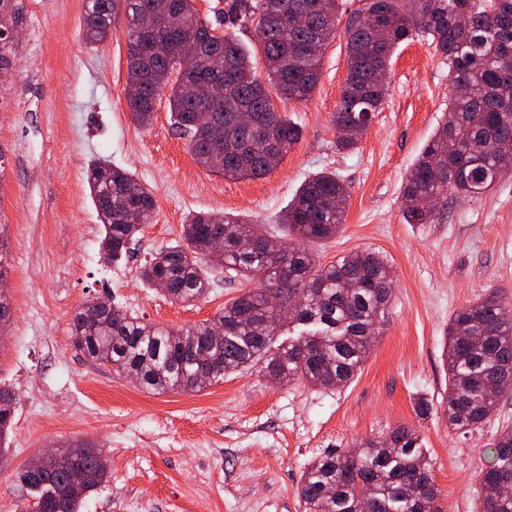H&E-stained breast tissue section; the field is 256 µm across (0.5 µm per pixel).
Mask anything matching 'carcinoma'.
I'll return each instance as SVG.
<instances>
[{"instance_id": "1", "label": "carcinoma", "mask_w": 512, "mask_h": 512, "mask_svg": "<svg viewBox=\"0 0 512 512\" xmlns=\"http://www.w3.org/2000/svg\"><path fill=\"white\" fill-rule=\"evenodd\" d=\"M376 23L362 28L350 16L344 28L348 71L331 122L336 147H355L368 126L365 110L377 112L389 89L377 73L388 68L399 43L420 37L448 62L451 84L465 89L448 104L439 124L401 187L409 224H428L434 211L421 201L437 196L478 199L512 170V0H365ZM24 0H0V93L12 89V60L19 42L9 38L21 22ZM338 0H224L216 22L200 17L194 0H86L84 36L99 44L112 36L122 13L128 52V84L140 92L128 99L132 120L147 126L159 95L169 91L174 124L202 167L226 177L261 178L301 137L300 127L281 112L282 102L308 100L320 79L322 52L336 37ZM158 29L180 42L183 55L157 56L139 42L136 27ZM254 27L267 73L255 72L251 51L235 31ZM199 86L194 96L184 86ZM240 110L256 122L238 124ZM202 112L212 120L197 122ZM90 195L103 224L101 250L118 262L151 223L150 191L106 158L90 162ZM348 194L334 172L321 171L302 183L276 225L195 213L180 241L144 263L141 279L172 302L190 305L209 293L222 275L229 286L254 283L224 305L213 319L181 329L148 323L119 308L79 309L72 320L73 344L91 362L111 366L143 389L200 392L224 376L261 367L281 381H303L329 389L351 382L365 363L374 336L386 323L393 277L388 262L370 250L349 252L321 265L309 245L335 237L344 210L336 199ZM215 237L224 251L210 252ZM249 239L253 248L239 249ZM306 293L291 322L307 327L296 340L270 352L283 321L269 305ZM223 337L213 338L216 328ZM448 390L439 407L420 399L424 418L441 412L448 428L472 431L494 415L502 394L512 390V317L494 293L454 311L442 352ZM15 393L0 387V467L14 417ZM71 468L47 462L24 468L15 483L41 512H79L82 500L107 478L100 452L85 444L63 447ZM481 512H512V429L501 430L493 462L481 478ZM432 463L415 429L398 426L382 440L354 449L328 448L302 473L299 497L305 512H441Z\"/></svg>"}]
</instances>
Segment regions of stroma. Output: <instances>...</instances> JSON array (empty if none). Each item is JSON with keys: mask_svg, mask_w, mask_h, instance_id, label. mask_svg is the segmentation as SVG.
<instances>
[{"mask_svg": "<svg viewBox=\"0 0 512 512\" xmlns=\"http://www.w3.org/2000/svg\"><path fill=\"white\" fill-rule=\"evenodd\" d=\"M83 16L84 0H25L14 85L0 95V239L12 301L0 387L17 395L0 512L24 510L14 490L19 470L47 445L75 442L108 459L109 478L82 512H303L302 472L325 448L401 425L420 435L442 512H478L481 475L501 428L512 427V391L468 433L450 431L436 414L418 417L415 407L444 395L449 316L492 291L512 310V171L480 199L448 200L432 223L404 220L401 184L448 110L447 63L419 39L397 47L382 109L357 147L340 152L331 115L347 53L336 36L312 96L282 107L301 128L298 143L267 176L234 179L194 162L166 96L150 126L132 122L125 20L116 16L111 38L89 45ZM99 157L129 171L156 202L117 265L102 258L86 181ZM323 170L345 181L348 199L336 237L312 246L320 264L368 249L386 258L394 280L387 322L352 382L320 389L252 369L200 392L154 394L75 349L72 317L95 297L175 329L216 316L238 288L216 284L185 306L143 284L140 268L179 241L189 214L272 224Z\"/></svg>", "mask_w": 512, "mask_h": 512, "instance_id": "35a3bbf8", "label": "stroma"}]
</instances>
